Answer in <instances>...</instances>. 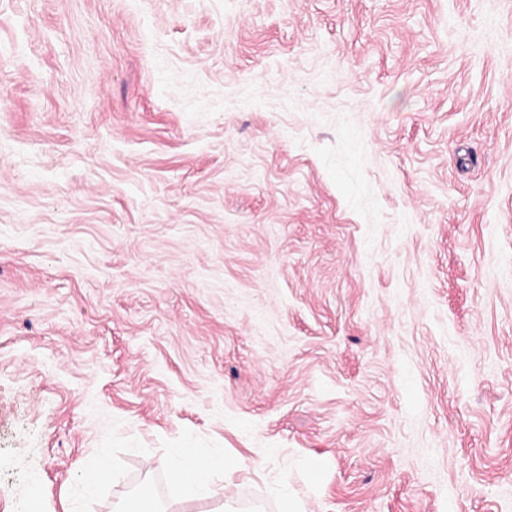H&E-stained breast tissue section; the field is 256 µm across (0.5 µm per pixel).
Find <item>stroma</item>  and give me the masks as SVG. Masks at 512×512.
<instances>
[{
	"mask_svg": "<svg viewBox=\"0 0 512 512\" xmlns=\"http://www.w3.org/2000/svg\"><path fill=\"white\" fill-rule=\"evenodd\" d=\"M145 481L512 512V0H0V512ZM236 463L211 454L205 448H184L179 460L170 469L171 481L189 493H200L216 470L233 469Z\"/></svg>",
	"mask_w": 512,
	"mask_h": 512,
	"instance_id": "35a3bbf8",
	"label": "stroma"
}]
</instances>
